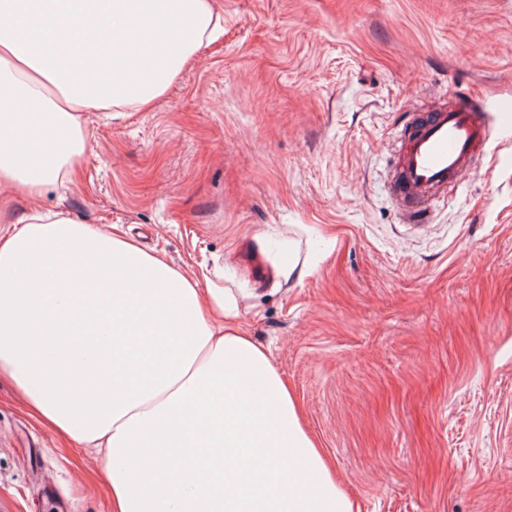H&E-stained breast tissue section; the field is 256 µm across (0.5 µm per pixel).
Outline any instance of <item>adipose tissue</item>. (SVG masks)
Wrapping results in <instances>:
<instances>
[{
    "mask_svg": "<svg viewBox=\"0 0 512 512\" xmlns=\"http://www.w3.org/2000/svg\"><path fill=\"white\" fill-rule=\"evenodd\" d=\"M215 2L0 0V186L77 174L82 113L150 108L223 35ZM1 371L96 448L113 512H356L223 288L120 236L37 210L0 229Z\"/></svg>",
    "mask_w": 512,
    "mask_h": 512,
    "instance_id": "adipose-tissue-1",
    "label": "adipose tissue"
}]
</instances>
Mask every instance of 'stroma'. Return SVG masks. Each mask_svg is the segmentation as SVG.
Instances as JSON below:
<instances>
[{
  "label": "stroma",
  "mask_w": 512,
  "mask_h": 512,
  "mask_svg": "<svg viewBox=\"0 0 512 512\" xmlns=\"http://www.w3.org/2000/svg\"><path fill=\"white\" fill-rule=\"evenodd\" d=\"M144 112H86L78 175L14 204L132 238L234 299L360 512H512V129L427 224L407 113L512 103V0H218ZM0 512H112L94 449L0 375Z\"/></svg>",
  "instance_id": "stroma-1"
}]
</instances>
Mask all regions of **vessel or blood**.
Returning a JSON list of instances; mask_svg holds the SVG:
<instances>
[{
    "label": "vessel or blood",
    "instance_id": "b4317fda",
    "mask_svg": "<svg viewBox=\"0 0 512 512\" xmlns=\"http://www.w3.org/2000/svg\"><path fill=\"white\" fill-rule=\"evenodd\" d=\"M498 128H512V106L487 112L469 96L413 114L401 130L392 176L405 220L418 224L426 219L431 201L475 169Z\"/></svg>",
    "mask_w": 512,
    "mask_h": 512
}]
</instances>
